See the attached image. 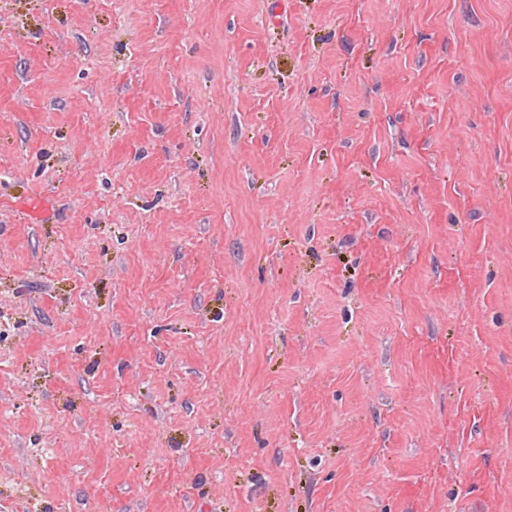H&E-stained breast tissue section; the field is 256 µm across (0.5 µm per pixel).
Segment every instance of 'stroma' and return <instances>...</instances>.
<instances>
[{"label":"stroma","mask_w":512,"mask_h":512,"mask_svg":"<svg viewBox=\"0 0 512 512\" xmlns=\"http://www.w3.org/2000/svg\"><path fill=\"white\" fill-rule=\"evenodd\" d=\"M0 512H512V0H0Z\"/></svg>","instance_id":"35a3bbf8"}]
</instances>
